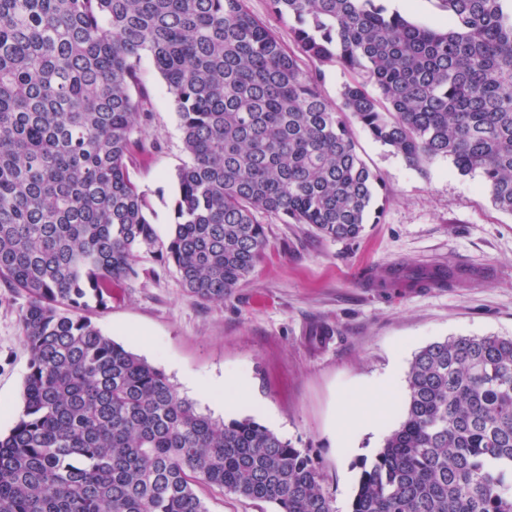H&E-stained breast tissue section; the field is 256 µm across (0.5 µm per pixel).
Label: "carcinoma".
I'll return each mask as SVG.
<instances>
[{
	"mask_svg": "<svg viewBox=\"0 0 512 512\" xmlns=\"http://www.w3.org/2000/svg\"><path fill=\"white\" fill-rule=\"evenodd\" d=\"M448 26L376 0H0V280L26 294L30 357L0 436V512H208L206 484L274 512H335L306 450L250 417L199 412L85 315L151 257L222 302L260 263L261 214L352 240L378 176L352 125L406 165L443 157L512 214V0H441ZM152 59L187 160L160 241L132 178ZM326 63L350 76L340 102ZM404 417L351 512H512V337L415 354ZM246 5L251 14L268 23L279 35L285 44L292 43L291 26L293 21L288 17L281 18L274 14L271 9L270 0H246ZM322 70L324 74L322 84L324 96L332 101L339 100L342 87L349 80L348 74L336 64H326L322 66Z\"/></svg>",
	"mask_w": 512,
	"mask_h": 512,
	"instance_id": "cac0c4a2",
	"label": "carcinoma"
}]
</instances>
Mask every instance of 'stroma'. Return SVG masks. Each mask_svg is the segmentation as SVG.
<instances>
[{"label": "stroma", "mask_w": 512, "mask_h": 512, "mask_svg": "<svg viewBox=\"0 0 512 512\" xmlns=\"http://www.w3.org/2000/svg\"><path fill=\"white\" fill-rule=\"evenodd\" d=\"M150 110L141 119L147 150L131 169L160 239L174 221L177 171L186 159L175 105L151 59L140 66ZM358 150L382 187L379 223L355 240L316 235L306 224L265 218L266 256L218 303L189 298L175 269L144 258L138 279L112 290L93 323L161 369L182 396L216 419L245 416L298 448L309 449L336 512H350L360 464L382 435L342 438L339 419L385 401L389 428L403 418L414 355L452 336H512V215L496 210L475 176L449 160L413 169L387 146L356 131ZM451 267L466 280L381 288L393 267ZM24 294L0 283V433L23 405L29 354L23 341ZM401 377L386 378L391 368ZM225 379L226 407L211 410L195 386ZM246 382L247 399L235 397Z\"/></svg>", "instance_id": "stroma-1"}]
</instances>
